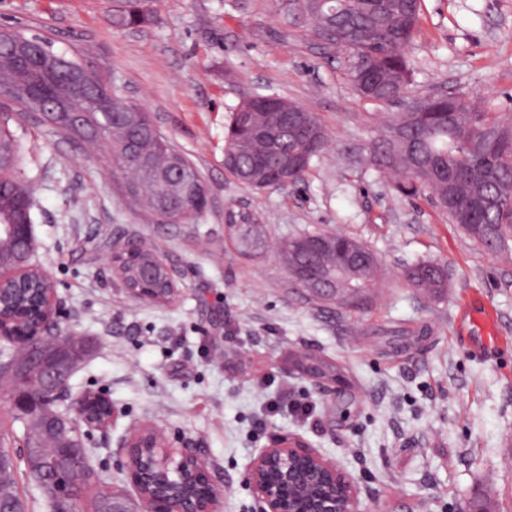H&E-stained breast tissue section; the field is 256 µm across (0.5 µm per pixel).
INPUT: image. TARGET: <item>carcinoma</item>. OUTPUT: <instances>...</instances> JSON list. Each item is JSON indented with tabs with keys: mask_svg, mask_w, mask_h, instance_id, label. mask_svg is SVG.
<instances>
[{
	"mask_svg": "<svg viewBox=\"0 0 512 512\" xmlns=\"http://www.w3.org/2000/svg\"><path fill=\"white\" fill-rule=\"evenodd\" d=\"M299 9L311 19V33L324 37L323 27L338 32L358 30L354 40L340 43L348 53L349 78L354 90L364 99L391 103L406 92L410 83L409 51L421 15V0H300ZM155 0H112V24L117 28L141 26L154 17ZM26 45L29 39L43 43L46 52L41 63L28 69L16 67L10 54L0 53V92L15 94L25 87L33 99L54 100V126L62 131L61 117L72 111L83 98H94L93 88L102 78L86 71L76 56L54 50L51 39L25 36L19 31L0 28ZM434 112L423 120L416 112H390L379 116L384 135L368 149L370 166L391 179L394 190L403 196L429 192L448 221L460 227L473 243L494 255H512V112H493L487 106L459 98V111L450 112L444 102L433 103ZM308 118L321 131V139H312L304 131L288 132L280 137V153L270 152L264 143L250 138L249 131L260 119L256 112L237 105L230 116L224 162L230 175L260 167L270 177V185L283 187L303 180L313 158L325 150L328 135L325 126L312 112ZM140 125L112 128V141L140 146L142 157L124 171L127 195L152 209L165 201L170 191L162 189L158 172L167 167L171 156L181 158L188 175L201 179L191 161L177 151L162 134L145 138L153 123L146 112L139 113ZM19 146L7 126L0 127V226L14 225L12 234H0V265L12 266L18 259L32 265L33 251L20 224L32 223L33 192L15 175ZM237 230L230 234L238 251L250 255L262 251L267 229L247 213L228 212ZM303 238L321 241L314 252H293L288 241L278 251L288 266L304 267L305 281L318 297H325L321 282L326 275L336 277L339 304L360 308L371 302L380 278V265L374 253L358 239L338 232H318ZM155 253L138 247L134 258L127 259V284L138 281L140 262L150 261ZM406 280L416 288L437 294L448 287L444 268L432 261L418 263L405 271ZM47 281L38 275L4 285L0 290V312L22 321L32 329L43 317L42 297ZM302 369L326 382L339 380L335 363L315 354H307ZM38 371L15 373L0 370V377L13 383L14 393L32 389L31 380ZM40 412L19 413L16 420L27 432L25 450L42 448L49 478L74 467L88 465V457L77 458L67 445L79 439L74 429L56 436L47 435L42 418L57 413L55 400L48 392L38 394ZM20 500L16 494L14 464L0 469V505Z\"/></svg>",
	"mask_w": 512,
	"mask_h": 512,
	"instance_id": "cac0c4a2",
	"label": "carcinoma"
}]
</instances>
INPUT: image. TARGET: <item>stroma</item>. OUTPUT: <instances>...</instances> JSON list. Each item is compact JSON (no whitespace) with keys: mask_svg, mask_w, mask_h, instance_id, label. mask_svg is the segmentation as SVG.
I'll return each instance as SVG.
<instances>
[{"mask_svg":"<svg viewBox=\"0 0 512 512\" xmlns=\"http://www.w3.org/2000/svg\"><path fill=\"white\" fill-rule=\"evenodd\" d=\"M46 35L77 53L199 170L208 206L165 224L110 174L103 144L36 120L10 122L19 176L36 188L33 262L55 283L58 334L90 345L63 404L111 399L108 432L84 430L101 479L135 498L121 440L159 429L200 450L221 492L219 512H259L246 472L276 438L304 441L354 480L357 512H464L489 499L512 512V260L478 248L425 196L396 193L365 162L383 134L358 98L345 52L311 36L293 0H160L154 22L118 30L110 0H0V26ZM407 97L443 91L512 112V0H422ZM275 94L329 131L304 181L255 191L224 168L232 109ZM254 215L269 245L245 258L225 242L228 211ZM363 241L382 290L366 309L314 297L292 280L276 245L314 231ZM151 244L172 270L168 302L134 297L112 268L114 244ZM440 263L451 286L429 297L403 278ZM389 336L419 344L388 348ZM307 352L339 363L338 384L297 366ZM279 400L278 412L263 403ZM308 404L297 416L293 404ZM26 431L0 388V449L21 458Z\"/></svg>","mask_w":512,"mask_h":512,"instance_id":"stroma-1","label":"stroma"}]
</instances>
